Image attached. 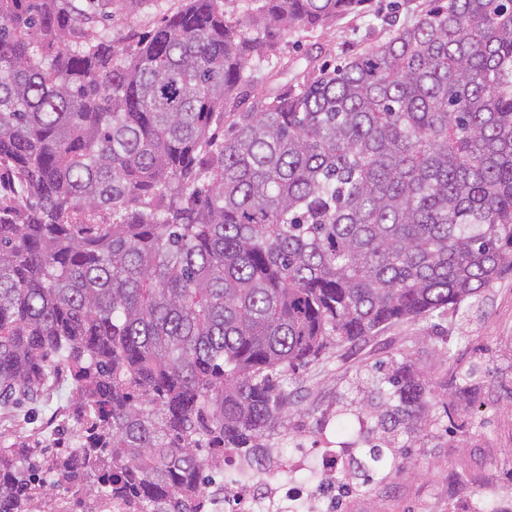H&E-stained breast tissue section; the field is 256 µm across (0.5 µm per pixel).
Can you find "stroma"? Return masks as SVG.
<instances>
[{
    "instance_id": "obj_1",
    "label": "stroma",
    "mask_w": 512,
    "mask_h": 512,
    "mask_svg": "<svg viewBox=\"0 0 512 512\" xmlns=\"http://www.w3.org/2000/svg\"><path fill=\"white\" fill-rule=\"evenodd\" d=\"M182 3L142 0L133 9H113L105 23L115 42L126 45L152 32L165 12ZM427 6L428 0H371L367 12L313 31L282 33L274 63L253 64L252 74L274 87L275 67L284 64L289 78L302 80L309 60L338 65L384 41L396 27L415 23ZM405 358L437 386L473 370L474 400L458 403L451 420L442 405H433L430 424L400 453V472L387 477L375 468L383 483L354 506L340 505L339 512H457L460 489L485 504L512 505V266L459 311L389 325L300 367L288 382L291 413L266 436V445L287 454L317 447L325 438L336 448L350 443L349 435L336 431L337 410L367 406L374 380ZM71 403L68 385L58 384L36 397L0 404V448L14 445L20 434L53 444L49 417Z\"/></svg>"
}]
</instances>
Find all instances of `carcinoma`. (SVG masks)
I'll return each instance as SVG.
<instances>
[{
  "instance_id": "cac0c4a2",
  "label": "carcinoma",
  "mask_w": 512,
  "mask_h": 512,
  "mask_svg": "<svg viewBox=\"0 0 512 512\" xmlns=\"http://www.w3.org/2000/svg\"><path fill=\"white\" fill-rule=\"evenodd\" d=\"M249 2L245 30L186 0L120 46L72 2L0 0V400L65 374L80 441L0 448V512L56 484L194 512L207 452L265 460L290 373L512 263V0H429L269 92L280 32L370 0ZM376 393L385 434L438 397L411 361Z\"/></svg>"
}]
</instances>
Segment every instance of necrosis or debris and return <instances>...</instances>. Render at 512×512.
Masks as SVG:
<instances>
[{"label": "necrosis or debris", "mask_w": 512, "mask_h": 512, "mask_svg": "<svg viewBox=\"0 0 512 512\" xmlns=\"http://www.w3.org/2000/svg\"><path fill=\"white\" fill-rule=\"evenodd\" d=\"M312 455V449L297 448L258 467L236 449L221 450L211 456L210 464L224 480L202 490L198 512H288L296 506L308 512H336V489L356 475L361 453L356 448L322 449L317 477L306 484L295 483L294 474L308 469Z\"/></svg>", "instance_id": "1"}]
</instances>
